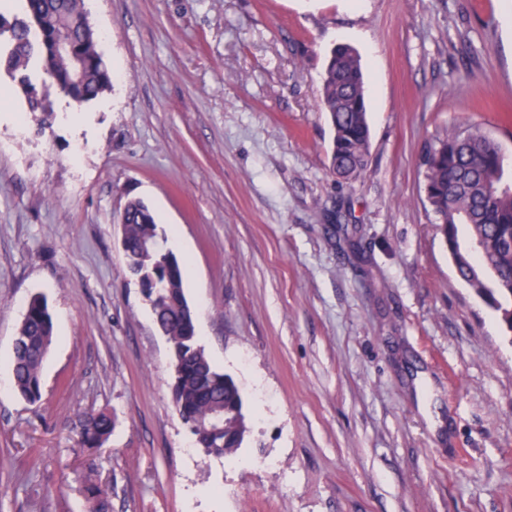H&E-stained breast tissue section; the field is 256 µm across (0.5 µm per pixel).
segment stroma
Instances as JSON below:
<instances>
[{"label":"stroma","mask_w":512,"mask_h":512,"mask_svg":"<svg viewBox=\"0 0 512 512\" xmlns=\"http://www.w3.org/2000/svg\"><path fill=\"white\" fill-rule=\"evenodd\" d=\"M112 85L29 109L0 69V512H512V332L462 281L421 150L469 126L512 179V0H86ZM359 53L370 157L329 171L322 73ZM25 119L26 141L16 140ZM83 152H76V145ZM155 212L250 431L205 455L118 217ZM344 224L332 227L329 211ZM43 295L39 403L11 385ZM115 428L88 450L82 413ZM86 499L93 504L94 512H109L111 503L95 477L88 473L84 481Z\"/></svg>","instance_id":"35a3bbf8"}]
</instances>
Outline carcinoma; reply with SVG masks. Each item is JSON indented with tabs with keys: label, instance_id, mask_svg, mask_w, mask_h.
Returning a JSON list of instances; mask_svg holds the SVG:
<instances>
[{
	"label": "carcinoma",
	"instance_id": "carcinoma-1",
	"mask_svg": "<svg viewBox=\"0 0 512 512\" xmlns=\"http://www.w3.org/2000/svg\"><path fill=\"white\" fill-rule=\"evenodd\" d=\"M27 19L8 22L0 14V49L7 69L20 73L34 112H46V100L32 91L27 75L33 59L30 35L38 43V63L53 86L66 96L88 102L111 86V74L99 50V35L82 27L84 0H23ZM70 46L82 61L72 82L71 57L56 47ZM319 109L333 131L330 172L339 182L358 180L368 166L370 129L365 81L356 51L339 45L330 52L323 75ZM425 198L436 217L437 231L448 247L460 278L512 329V184L504 181V158L497 142L476 127L436 136L422 152ZM122 249L127 268L150 303L155 324L172 345L173 406L210 456L226 457L244 442L248 427L243 397L236 382L215 367L195 332V314L184 292L185 269L164 243L153 211L138 198L126 201L121 215ZM477 242V254L460 248ZM47 302L32 297L13 348V389L35 404L42 398V365L53 340ZM106 410L78 420L80 444L100 448L112 435ZM86 499L94 512H110L111 503L96 478L87 474Z\"/></svg>",
	"mask_w": 512,
	"mask_h": 512
}]
</instances>
